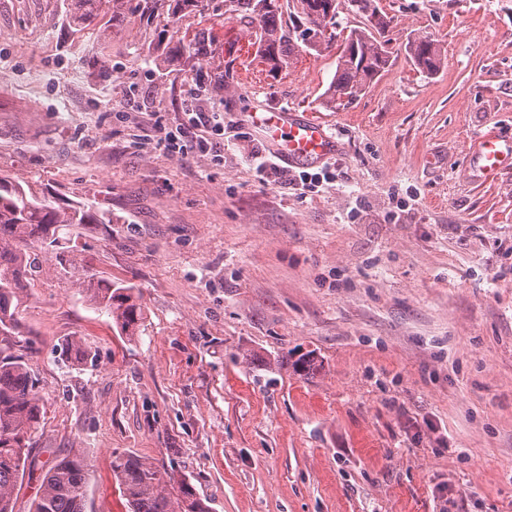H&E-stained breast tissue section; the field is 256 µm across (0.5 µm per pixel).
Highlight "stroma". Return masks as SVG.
<instances>
[{
	"mask_svg": "<svg viewBox=\"0 0 512 512\" xmlns=\"http://www.w3.org/2000/svg\"><path fill=\"white\" fill-rule=\"evenodd\" d=\"M205 2L0 0V174L112 216L61 228L24 293L45 414L15 512L76 450L86 512H129L116 453L215 512H512V173L468 176L472 141L512 137V0H375L391 65L337 108L336 47L270 71L247 18ZM256 100L332 127L331 183L260 181ZM190 105L223 113L222 157L157 145ZM98 280L132 288L135 335L89 300ZM407 53L428 74L439 71L444 63L437 45L425 37H418L410 41L407 45Z\"/></svg>",
	"mask_w": 512,
	"mask_h": 512,
	"instance_id": "obj_1",
	"label": "stroma"
}]
</instances>
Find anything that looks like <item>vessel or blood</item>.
Returning <instances> with one entry per match:
<instances>
[{
  "mask_svg": "<svg viewBox=\"0 0 512 512\" xmlns=\"http://www.w3.org/2000/svg\"><path fill=\"white\" fill-rule=\"evenodd\" d=\"M249 123L271 142L287 162H319L336 152L334 134L320 121L288 110L259 108L248 113ZM470 159L477 174L487 178L512 163V140L492 131L482 136Z\"/></svg>",
  "mask_w": 512,
  "mask_h": 512,
  "instance_id": "b4317fda",
  "label": "vessel or blood"
}]
</instances>
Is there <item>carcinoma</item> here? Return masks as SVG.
I'll list each match as a JSON object with an SVG mask.
<instances>
[{"mask_svg":"<svg viewBox=\"0 0 512 512\" xmlns=\"http://www.w3.org/2000/svg\"><path fill=\"white\" fill-rule=\"evenodd\" d=\"M263 38L262 59L275 70L299 51L319 49V36L336 28L342 0H288V20L282 24L279 0H233ZM365 22L349 29L339 46L336 74L326 104L356 100L389 64L385 32L390 19L373 0H350ZM410 58L426 73L440 70L443 58L434 41L418 37L407 45ZM112 216L81 202L58 203L30 185L0 176V334L18 328L24 290L41 272L39 246L61 247L57 235L69 224H110ZM90 299L111 316L112 322L134 335L143 316L141 303L125 288H92ZM70 360L87 363L89 354L78 339L65 342ZM43 409L38 379L24 353L13 346L0 349V512H14V490L28 461L32 434ZM89 463L82 452L56 458L44 474L29 512H85ZM112 474L122 486L131 512H212L189 479L174 469L154 465L138 456L112 455Z\"/></svg>","mask_w":512,"mask_h":512,"instance_id":"cac0c4a2","label":"carcinoma"}]
</instances>
